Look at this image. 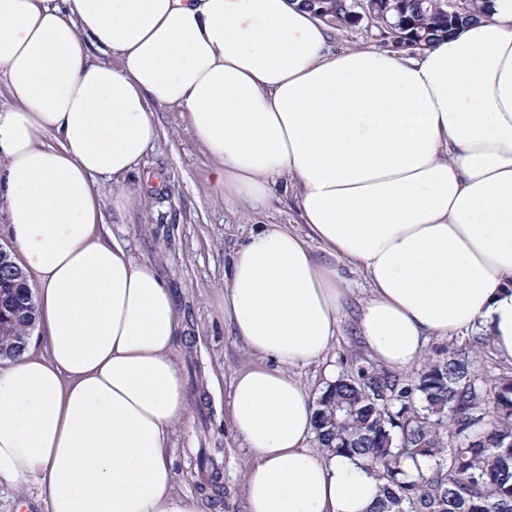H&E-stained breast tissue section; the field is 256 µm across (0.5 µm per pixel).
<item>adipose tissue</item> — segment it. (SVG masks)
Here are the masks:
<instances>
[{"label":"adipose tissue","instance_id":"adipose-tissue-1","mask_svg":"<svg viewBox=\"0 0 512 512\" xmlns=\"http://www.w3.org/2000/svg\"><path fill=\"white\" fill-rule=\"evenodd\" d=\"M332 40L297 0H0V199L46 345L0 366V484L46 512H206L175 490L179 313L100 206L108 185L139 209L157 104L182 110L226 205L261 213L280 184L301 219L256 224L224 270L260 359L228 395L256 459L246 512H374L360 459L308 448L316 406L289 372L326 356L352 274L380 366L471 332L512 361V0L413 56Z\"/></svg>","mask_w":512,"mask_h":512}]
</instances>
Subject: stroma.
Returning a JSON list of instances; mask_svg holds the SVG:
<instances>
[{"label":"stroma","instance_id":"35a3bbf8","mask_svg":"<svg viewBox=\"0 0 512 512\" xmlns=\"http://www.w3.org/2000/svg\"><path fill=\"white\" fill-rule=\"evenodd\" d=\"M155 112L159 138L140 166L149 180L129 183L141 194V209L118 213L107 193L102 210L137 259L157 264L191 338L189 345L177 348L180 367L185 372L194 365L201 369L200 378L184 384L189 414L174 433L175 488L199 495L208 475L198 456L207 450L224 486L220 500H208L211 512H245L244 489L255 460L233 429L227 402L234 375L253 358L224 316V269L253 224H295L299 215L293 197L281 192L256 215L228 208L212 188V162L186 129L179 109L159 105ZM368 296L363 279H356L324 361L293 367L312 398H319L332 378L372 365L352 333L351 320Z\"/></svg>","mask_w":512,"mask_h":512}]
</instances>
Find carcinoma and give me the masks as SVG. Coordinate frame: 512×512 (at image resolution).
Returning a JSON list of instances; mask_svg holds the SVG:
<instances>
[{
  "label": "carcinoma",
  "instance_id": "cac0c4a2",
  "mask_svg": "<svg viewBox=\"0 0 512 512\" xmlns=\"http://www.w3.org/2000/svg\"><path fill=\"white\" fill-rule=\"evenodd\" d=\"M403 16L396 30L377 28L396 40L405 35L429 44L453 27L476 21L486 0H469L455 14L431 0H398ZM325 24L351 23L342 0H301ZM19 317L0 348L29 336ZM494 348L486 336L455 338L448 355L430 357L405 383L386 369H358L329 385L317 401L315 434L324 454L362 459L381 483L374 512H512V368L492 385L474 370Z\"/></svg>",
  "mask_w": 512,
  "mask_h": 512
}]
</instances>
